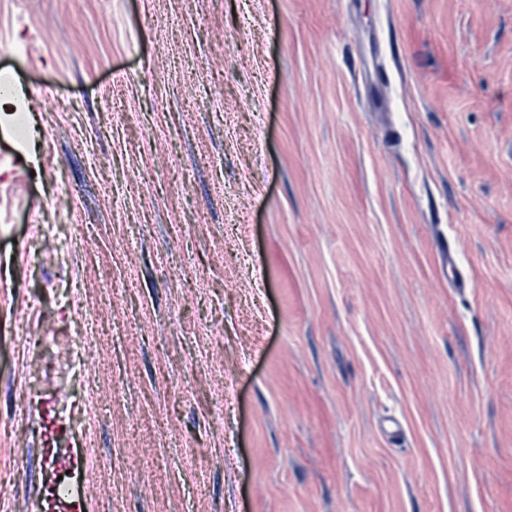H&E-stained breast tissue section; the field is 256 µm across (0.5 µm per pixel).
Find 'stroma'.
I'll list each match as a JSON object with an SVG mask.
<instances>
[{"label":"stroma","instance_id":"1","mask_svg":"<svg viewBox=\"0 0 512 512\" xmlns=\"http://www.w3.org/2000/svg\"><path fill=\"white\" fill-rule=\"evenodd\" d=\"M0 76L13 512L78 336L89 512H512V0H0Z\"/></svg>","mask_w":512,"mask_h":512}]
</instances>
